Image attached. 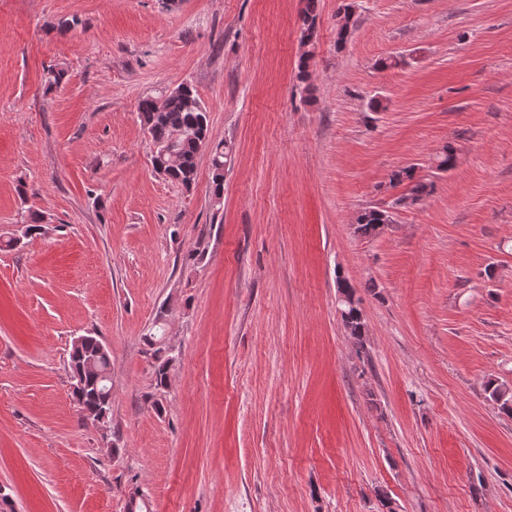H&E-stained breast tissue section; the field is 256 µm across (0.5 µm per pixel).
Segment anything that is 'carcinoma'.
I'll list each match as a JSON object with an SVG mask.
<instances>
[{
  "label": "carcinoma",
  "mask_w": 512,
  "mask_h": 512,
  "mask_svg": "<svg viewBox=\"0 0 512 512\" xmlns=\"http://www.w3.org/2000/svg\"><path fill=\"white\" fill-rule=\"evenodd\" d=\"M317 0H306L301 14V44L307 47L298 60L297 78L308 80L309 63L313 58L314 36L317 22ZM351 6H344L337 13V43L343 44L352 33ZM138 112L141 124L154 145L151 163L153 170L185 188H190L196 179L197 160L204 145H209L212 170L211 201L219 208L224 199V167L232 157V146L226 142L211 143L208 111L202 105L196 90L185 83L165 91L159 97H145L140 100ZM404 182L410 184L409 193L395 200L398 206L415 205L433 190V183L416 178L413 167H405L392 173L389 184L392 187ZM45 217L39 213L30 214L24 231L9 238L6 246L17 244L20 239L39 229ZM391 223V215L385 209L370 207L361 211L356 218V231L363 236H373L385 224ZM337 292L346 296L340 304L341 317L358 350H364L365 322L359 308L360 299L355 287L344 278L336 279ZM163 348L154 350L156 385L167 384L171 359L161 356ZM112 356L109 349L94 336H85L79 346L72 347L70 368L73 394L86 416L105 424L112 406ZM489 399L498 409L512 415V389L488 382Z\"/></svg>",
  "instance_id": "obj_1"
}]
</instances>
